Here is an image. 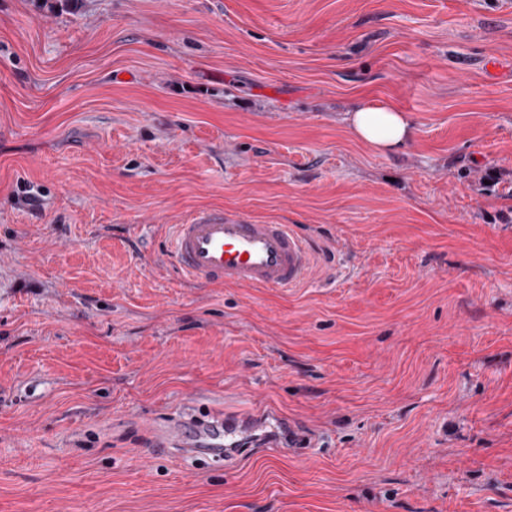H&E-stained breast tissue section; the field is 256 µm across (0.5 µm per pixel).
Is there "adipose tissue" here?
Listing matches in <instances>:
<instances>
[{"mask_svg": "<svg viewBox=\"0 0 512 512\" xmlns=\"http://www.w3.org/2000/svg\"><path fill=\"white\" fill-rule=\"evenodd\" d=\"M348 125L354 138L383 152L402 149L412 134L408 115L382 104L352 111Z\"/></svg>", "mask_w": 512, "mask_h": 512, "instance_id": "1", "label": "adipose tissue"}]
</instances>
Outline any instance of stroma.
<instances>
[{
	"instance_id": "stroma-1",
	"label": "stroma",
	"mask_w": 512,
	"mask_h": 512,
	"mask_svg": "<svg viewBox=\"0 0 512 512\" xmlns=\"http://www.w3.org/2000/svg\"><path fill=\"white\" fill-rule=\"evenodd\" d=\"M220 210L332 261L186 280ZM187 406L311 442L183 458ZM0 512H512L503 0H0ZM352 136L376 150L398 151L411 138V122L405 112L388 105H366L350 112Z\"/></svg>"
}]
</instances>
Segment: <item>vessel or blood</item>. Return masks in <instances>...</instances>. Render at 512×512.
Listing matches in <instances>:
<instances>
[{"label":"vessel or blood","instance_id":"vessel-or-blood-1","mask_svg":"<svg viewBox=\"0 0 512 512\" xmlns=\"http://www.w3.org/2000/svg\"><path fill=\"white\" fill-rule=\"evenodd\" d=\"M168 239V261L197 282L286 290L303 284L313 264L310 242L293 225L259 223L241 214H197L171 225ZM265 435L263 419L249 413L204 417L189 411L168 422L160 445L229 460Z\"/></svg>","mask_w":512,"mask_h":512}]
</instances>
